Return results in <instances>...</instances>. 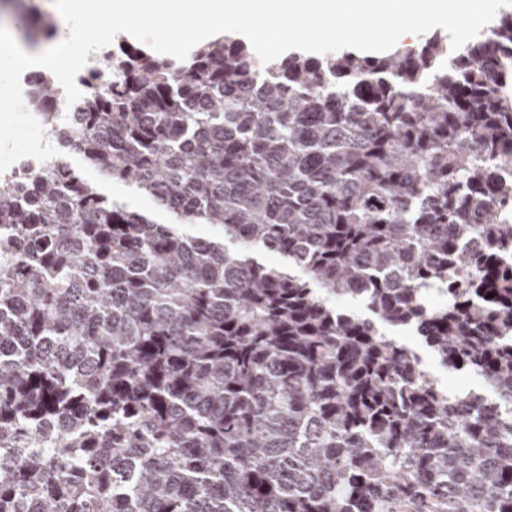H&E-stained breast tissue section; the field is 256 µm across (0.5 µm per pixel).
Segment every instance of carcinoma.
I'll list each match as a JSON object with an SVG mask.
<instances>
[{"label": "carcinoma", "instance_id": "carcinoma-1", "mask_svg": "<svg viewBox=\"0 0 512 512\" xmlns=\"http://www.w3.org/2000/svg\"><path fill=\"white\" fill-rule=\"evenodd\" d=\"M83 73L28 77L62 153L0 180V512H512V11Z\"/></svg>", "mask_w": 512, "mask_h": 512}]
</instances>
